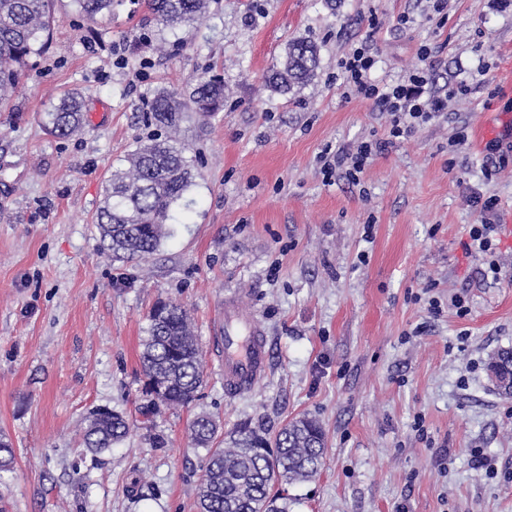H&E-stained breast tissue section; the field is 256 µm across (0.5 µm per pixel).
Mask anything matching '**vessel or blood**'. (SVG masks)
Masks as SVG:
<instances>
[{"label": "vessel or blood", "instance_id": "1", "mask_svg": "<svg viewBox=\"0 0 512 512\" xmlns=\"http://www.w3.org/2000/svg\"><path fill=\"white\" fill-rule=\"evenodd\" d=\"M224 389L237 396L249 392L270 369L268 336L254 314L233 297L224 300Z\"/></svg>", "mask_w": 512, "mask_h": 512}]
</instances>
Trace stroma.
<instances>
[{
    "label": "stroma",
    "mask_w": 512,
    "mask_h": 512,
    "mask_svg": "<svg viewBox=\"0 0 512 512\" xmlns=\"http://www.w3.org/2000/svg\"><path fill=\"white\" fill-rule=\"evenodd\" d=\"M50 11L46 50L0 111V436L14 448L0 512H198L201 414L222 439L322 423L323 465L286 486L288 512H512V399L487 371L512 347V244L498 245L499 281L484 280L465 201L496 198V223L512 225V0H447L440 14L429 0H210L201 24L174 31L133 0L102 24L72 0ZM294 39L317 46V75L274 92ZM367 41L381 86L432 50L428 92L448 106L408 137L389 141L388 112L336 81ZM202 77L226 98L209 118L180 115L195 178L174 232L148 259L113 260L95 222L104 180L162 134L143 117L155 92ZM69 90L85 97L84 127L57 138L40 117ZM382 140L358 181L324 176L326 153ZM229 295L271 345L267 377L233 397ZM160 300L189 310L204 383L190 405L148 415L142 341ZM99 407L131 429L94 454L81 430ZM475 448L494 474L473 467Z\"/></svg>",
    "instance_id": "stroma-1"
}]
</instances>
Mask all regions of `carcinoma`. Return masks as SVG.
I'll list each match as a JSON object with an SVG mask.
<instances>
[{
	"mask_svg": "<svg viewBox=\"0 0 512 512\" xmlns=\"http://www.w3.org/2000/svg\"><path fill=\"white\" fill-rule=\"evenodd\" d=\"M77 12L91 22L112 18L114 0H73ZM156 22L164 27L194 25L205 18L208 0H145ZM51 38L49 0H0V106L8 101L22 70L41 54ZM319 67L317 47L305 40L288 43L280 67L269 77L281 93L310 82ZM224 103V83L197 81L188 97L166 89L150 102L151 119L175 127L178 114L196 112L208 117ZM84 100L72 91L43 113V127L56 137L74 135L83 122ZM172 138L139 142L112 170L103 206L96 214L101 248L116 259L145 260L171 235V210L194 178V164ZM148 336L142 363L146 393L152 396L148 413L190 404L203 383L202 355L188 310L176 301H160L148 317ZM498 394L512 398V348L499 350L490 360ZM128 419L108 408L86 417L82 443L100 453L123 440ZM218 426L207 415L190 427L194 447L206 450L204 473L197 498L200 512H288L278 484H296L314 478L326 450V434L318 420L296 418L276 434L242 425L216 444Z\"/></svg>",
	"mask_w": 512,
	"mask_h": 512,
	"instance_id": "cac0c4a2",
	"label": "carcinoma"
}]
</instances>
